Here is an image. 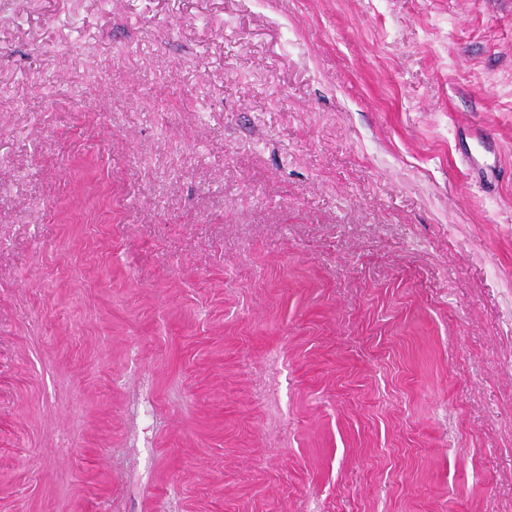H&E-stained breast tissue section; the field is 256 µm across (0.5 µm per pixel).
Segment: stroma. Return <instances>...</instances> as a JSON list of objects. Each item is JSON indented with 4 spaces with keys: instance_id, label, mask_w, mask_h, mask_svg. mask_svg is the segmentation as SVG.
<instances>
[{
    "instance_id": "1",
    "label": "stroma",
    "mask_w": 512,
    "mask_h": 512,
    "mask_svg": "<svg viewBox=\"0 0 512 512\" xmlns=\"http://www.w3.org/2000/svg\"><path fill=\"white\" fill-rule=\"evenodd\" d=\"M0 512H512V0H0Z\"/></svg>"
}]
</instances>
